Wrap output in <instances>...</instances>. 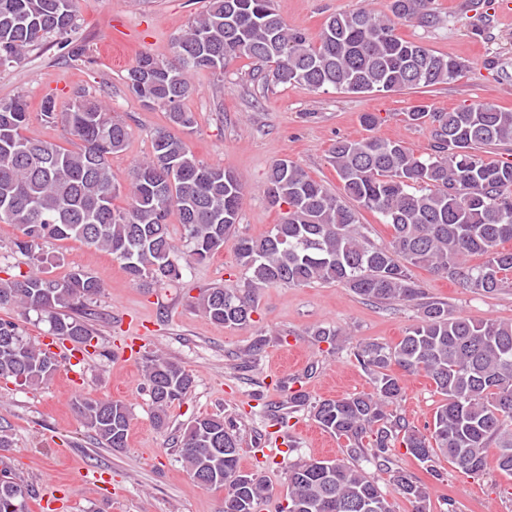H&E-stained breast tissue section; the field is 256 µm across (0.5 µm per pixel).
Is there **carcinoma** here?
Instances as JSON below:
<instances>
[{
    "label": "carcinoma",
    "mask_w": 512,
    "mask_h": 512,
    "mask_svg": "<svg viewBox=\"0 0 512 512\" xmlns=\"http://www.w3.org/2000/svg\"><path fill=\"white\" fill-rule=\"evenodd\" d=\"M434 0H390L389 16L366 9L329 17L317 40L291 29L270 0H208L173 39L163 60L145 52L127 70L129 93L165 113L152 150L122 179L112 155L131 136L128 125L80 92L61 110L42 101L49 124L60 122L77 141L66 149L25 134L29 103L0 100V220L16 224L13 247L40 264L48 241H78L112 255L135 284H165L224 249L240 223L244 187L220 164L199 160L185 135L197 126L185 101L195 92L191 76H214L237 59L265 62L276 84L332 87L350 94L427 89L457 79L463 66L403 38L397 24L430 26ZM75 0H0V67L18 63L49 38L81 59L85 46L72 39ZM412 126L431 127V153L414 155L402 142L377 136L338 140L329 162L341 182L331 193L300 165L281 159L271 168L266 198L286 205L278 224L261 238L238 236L234 255L251 273L243 285L214 284L197 298L198 310L228 327L246 326L258 310L259 290L269 285L339 283L364 299L411 302L424 291L411 267H423L473 293L499 291L512 271V163L479 156L485 146L512 142V111L471 103L448 112L423 107L406 113ZM126 192L127 207L113 200ZM390 226V239L371 243L359 210ZM176 215L185 247L176 244L169 218ZM104 292L90 272L73 268L48 277L37 267L0 278V308L26 319L34 312L59 341L88 345L94 331L80 310ZM354 358L370 376L372 391L309 403L296 391L295 407L310 405L326 431L346 438L350 454L388 461L396 445L421 463L439 455L464 473L479 474L489 455L512 475V322L475 320L448 303H424L422 319L401 340L356 347ZM60 367L57 354L26 336L19 320L0 318V379L47 384ZM146 388L158 428L171 406L194 383L182 365L159 353L142 358ZM423 373L442 402L420 429L390 410L406 393L404 378ZM73 411L98 443L126 446L130 408L89 395ZM180 456L197 484L224 489V512H255L268 493L255 474L240 471L236 424L230 417L193 420L178 439ZM391 481L413 512H427L429 495L414 476L395 471ZM28 486L0 477V512H26ZM288 512H394L387 494L343 459L309 460L289 470Z\"/></svg>",
    "instance_id": "obj_1"
}]
</instances>
